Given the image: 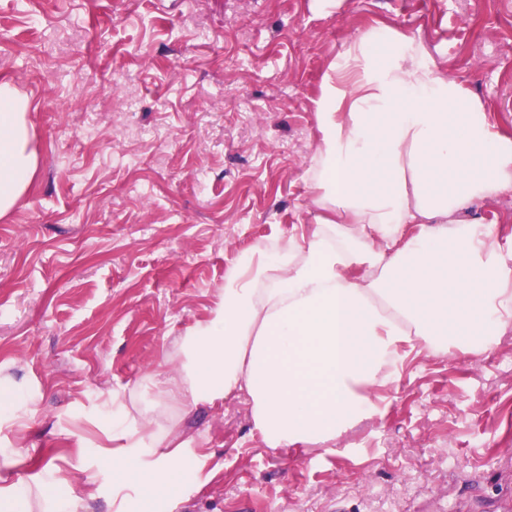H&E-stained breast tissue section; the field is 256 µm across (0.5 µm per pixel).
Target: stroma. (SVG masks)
I'll use <instances>...</instances> for the list:
<instances>
[{"instance_id":"stroma-1","label":"stroma","mask_w":512,"mask_h":512,"mask_svg":"<svg viewBox=\"0 0 512 512\" xmlns=\"http://www.w3.org/2000/svg\"><path fill=\"white\" fill-rule=\"evenodd\" d=\"M386 23L512 136V0H0V81L29 100L38 171L0 218V417L11 485L88 487L85 512H502L512 326L479 354L409 355L382 412L333 449L267 447L247 394L176 413L204 454L183 493L113 471L103 403L177 366L238 258L311 223L304 172L328 64ZM473 213L512 250V190Z\"/></svg>"}]
</instances>
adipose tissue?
<instances>
[{"instance_id":"adipose-tissue-1","label":"adipose tissue","mask_w":512,"mask_h":512,"mask_svg":"<svg viewBox=\"0 0 512 512\" xmlns=\"http://www.w3.org/2000/svg\"><path fill=\"white\" fill-rule=\"evenodd\" d=\"M29 104L0 83V217L31 187ZM306 170L313 224L242 257L212 316L104 411L103 451L146 493L177 494L200 455L169 408L238 393L270 449L327 446L380 412L404 354L478 355L512 323V260L472 208L512 190V137L415 35L382 24L330 64Z\"/></svg>"}]
</instances>
